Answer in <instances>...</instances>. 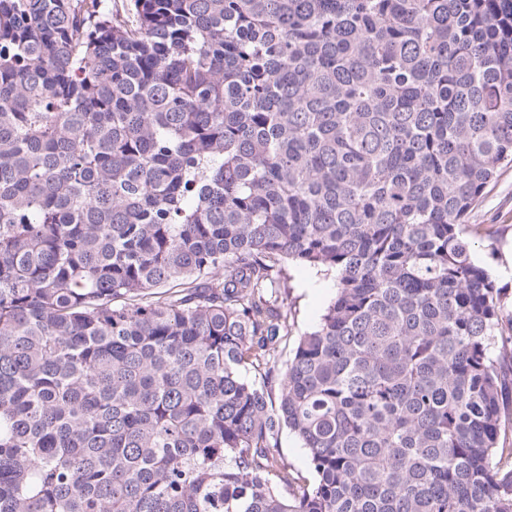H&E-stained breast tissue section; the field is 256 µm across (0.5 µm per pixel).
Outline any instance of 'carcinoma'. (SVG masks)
<instances>
[{"label":"carcinoma","instance_id":"obj_1","mask_svg":"<svg viewBox=\"0 0 512 512\" xmlns=\"http://www.w3.org/2000/svg\"><path fill=\"white\" fill-rule=\"evenodd\" d=\"M509 163L512 0H0V512H512ZM469 224H496L493 240L475 244L474 258L484 266L512 305V164L504 167L488 185L470 214ZM511 265V266H510ZM289 274L290 284L293 286L290 300L296 309L295 336L289 344L291 348L298 335L318 324L325 308L336 294V280L334 273L325 275L323 272L300 265L293 266ZM277 452L285 461L294 466L304 476H309L306 451L302 448L298 438L286 428L283 429L280 436Z\"/></svg>","mask_w":512,"mask_h":512}]
</instances>
